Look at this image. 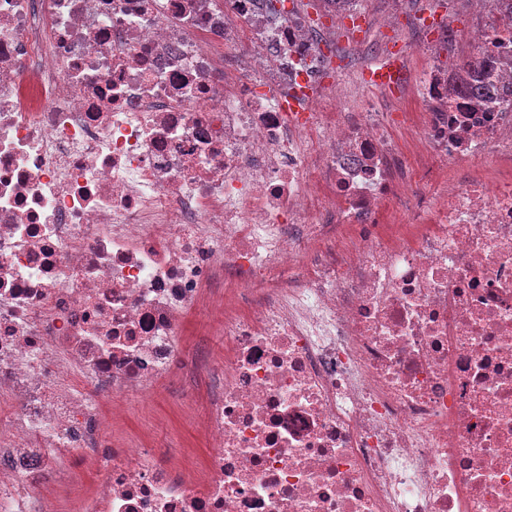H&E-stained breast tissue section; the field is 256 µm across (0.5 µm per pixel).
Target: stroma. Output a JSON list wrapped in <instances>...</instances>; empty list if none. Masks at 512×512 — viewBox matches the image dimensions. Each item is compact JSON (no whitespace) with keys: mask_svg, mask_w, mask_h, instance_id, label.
<instances>
[{"mask_svg":"<svg viewBox=\"0 0 512 512\" xmlns=\"http://www.w3.org/2000/svg\"><path fill=\"white\" fill-rule=\"evenodd\" d=\"M359 27L347 21L346 11L321 12V37L331 58V79H346L360 93L349 99V111L363 105L392 115L421 111L413 95L411 76L433 59L445 69L456 70L468 52L459 33L471 30L479 21H496L494 8L477 16L473 0H362ZM400 45L403 79L400 85L379 90L369 87L364 73L375 65L387 47ZM223 336L209 333L205 322L195 319L186 324L181 338V360L192 366L198 353H218ZM206 389L192 373H185L170 383L148 409H140L135 396L123 397L124 414L116 420L113 431L148 447L169 449L176 468L201 470L210 439L201 422L205 413Z\"/></svg>","mask_w":512,"mask_h":512,"instance_id":"1","label":"stroma"}]
</instances>
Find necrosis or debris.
<instances>
[{
	"mask_svg": "<svg viewBox=\"0 0 512 512\" xmlns=\"http://www.w3.org/2000/svg\"><path fill=\"white\" fill-rule=\"evenodd\" d=\"M465 39L407 155L259 0H0V512H512V30ZM213 312L180 473L105 410Z\"/></svg>",
	"mask_w": 512,
	"mask_h": 512,
	"instance_id": "necrosis-or-debris-1",
	"label": "necrosis or debris"
}]
</instances>
